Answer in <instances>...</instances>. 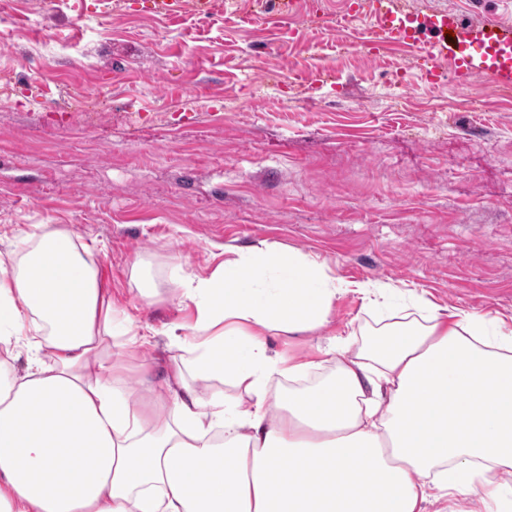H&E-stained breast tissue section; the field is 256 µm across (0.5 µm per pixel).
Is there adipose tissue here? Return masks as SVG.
Listing matches in <instances>:
<instances>
[{
    "label": "adipose tissue",
    "instance_id": "1",
    "mask_svg": "<svg viewBox=\"0 0 512 512\" xmlns=\"http://www.w3.org/2000/svg\"><path fill=\"white\" fill-rule=\"evenodd\" d=\"M0 274V512H423L497 501L512 471V335L415 298L359 346L270 356L274 333L324 327L339 294L380 308L391 285H349L322 262L262 245L176 281L194 310L167 331L183 352L160 397L117 380L110 339L146 343L91 260L42 227ZM24 350L23 374L8 356ZM224 379L236 396L202 395ZM288 382L287 392L275 384ZM249 409H242V401Z\"/></svg>",
    "mask_w": 512,
    "mask_h": 512
}]
</instances>
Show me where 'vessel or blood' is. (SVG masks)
<instances>
[{"label":"vessel or blood","mask_w":512,"mask_h":512,"mask_svg":"<svg viewBox=\"0 0 512 512\" xmlns=\"http://www.w3.org/2000/svg\"><path fill=\"white\" fill-rule=\"evenodd\" d=\"M347 8L351 14L369 10L379 19V28L374 29L367 43L369 51H378L382 42L417 45L431 65L432 73H439L443 61H450L454 78L465 84L473 77L486 78L490 95L512 93V23L498 17H489L477 23H468L456 12L440 14L432 22L436 31L455 32V50H445L437 41H423L409 20L393 21L387 0H349Z\"/></svg>","instance_id":"b4317fda"}]
</instances>
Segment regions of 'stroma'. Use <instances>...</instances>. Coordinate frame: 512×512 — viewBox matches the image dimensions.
Wrapping results in <instances>:
<instances>
[{"mask_svg":"<svg viewBox=\"0 0 512 512\" xmlns=\"http://www.w3.org/2000/svg\"><path fill=\"white\" fill-rule=\"evenodd\" d=\"M433 17H507L502 0H393ZM256 0H181L161 16L135 0H15L0 12V254L37 225L90 253L114 305L150 344L122 360L139 391L178 362L165 334L191 309L171 280L206 277L225 248L270 244L340 279L391 283L512 328V102L481 106L478 77H397L404 50L366 55L363 16L344 50L324 26L288 36L245 23ZM159 292L141 298L134 266ZM378 317L341 295L310 336L270 354L318 357Z\"/></svg>","mask_w":512,"mask_h":512,"instance_id":"35a3bbf8","label":"stroma"}]
</instances>
